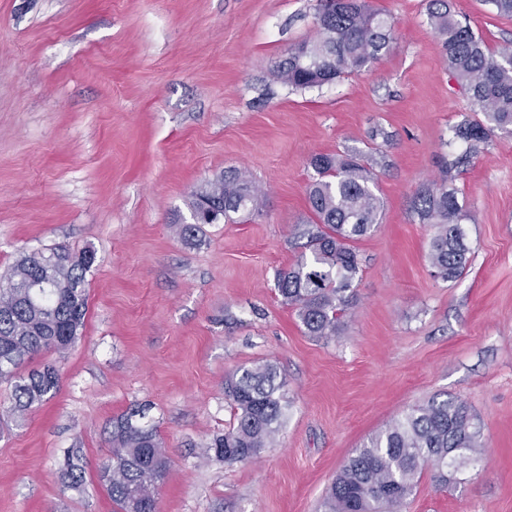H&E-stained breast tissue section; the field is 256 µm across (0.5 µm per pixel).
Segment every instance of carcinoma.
Masks as SVG:
<instances>
[{"mask_svg":"<svg viewBox=\"0 0 512 512\" xmlns=\"http://www.w3.org/2000/svg\"><path fill=\"white\" fill-rule=\"evenodd\" d=\"M428 22L448 73L470 95L484 120L455 129L467 143L462 152L442 158L440 178L422 184L413 198L419 219L434 233L428 258L436 276L452 281L468 268L471 249L462 227L469 215L453 185L470 167L481 144L496 129L512 128V49L487 52L471 25L458 18L451 0H428ZM316 36L288 49L278 77L291 87H320L344 74L360 72L390 48L393 24L368 0H322L315 16ZM309 165L317 178L308 186L311 217L294 226L302 241L295 261L280 270L277 290L305 333L332 339L341 333L355 298L361 259L355 243L377 226L383 204L372 190L375 174L357 152L319 153ZM259 189L241 171L226 170L194 192L192 223L179 224V237L196 240L203 224L245 218L258 212ZM96 252L65 245L18 259L0 278V378L14 381L11 412L21 417L52 398L60 384L54 365L25 374L18 369L48 351L72 348L84 327L88 305L87 273ZM278 367L259 363L240 369L225 384L233 424L207 443V451L228 464L258 457L270 447L288 411ZM146 408L112 420L111 457L100 470L115 512H157V492L170 460ZM480 430L468 407L433 398L394 419L387 428L344 462L323 498L324 512H384L416 491L426 467L446 487L454 470L479 454ZM79 448L65 451L61 483L76 489L84 482Z\"/></svg>","mask_w":512,"mask_h":512,"instance_id":"obj_1","label":"carcinoma"}]
</instances>
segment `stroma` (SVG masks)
Listing matches in <instances>:
<instances>
[{
    "label": "stroma",
    "instance_id": "obj_1",
    "mask_svg": "<svg viewBox=\"0 0 512 512\" xmlns=\"http://www.w3.org/2000/svg\"><path fill=\"white\" fill-rule=\"evenodd\" d=\"M370 3L394 23L389 51L296 89L277 66L313 37L319 0H0V275L61 244L97 253L80 342L30 362L57 367L56 396L19 419L0 381V512H114L100 468L113 418L137 406L171 461L159 512H318L355 449L434 397L467 404L483 451L449 487L423 475L400 512H512V133L457 175L469 266L434 277L413 195L482 114L448 74L426 0ZM453 4L489 50L512 44V17ZM351 151L384 209L327 341L276 276L310 215L309 157ZM230 167L264 188L258 213L185 244L194 191ZM262 362L288 396L275 445L233 465L207 456L233 421L225 381ZM72 447L76 490L57 477Z\"/></svg>",
    "mask_w": 512,
    "mask_h": 512
}]
</instances>
